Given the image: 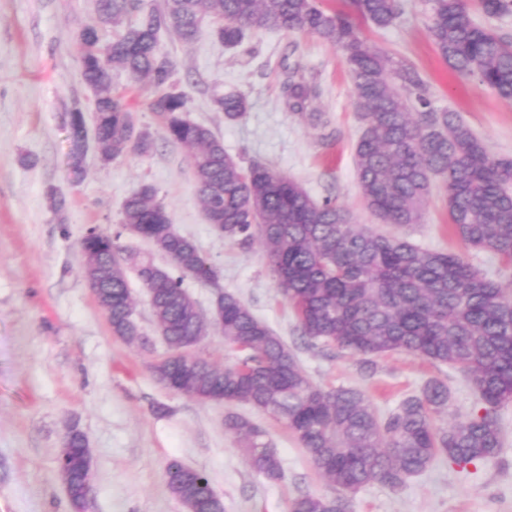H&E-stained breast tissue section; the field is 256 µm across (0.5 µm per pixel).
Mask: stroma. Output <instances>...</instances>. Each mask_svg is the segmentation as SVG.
I'll return each mask as SVG.
<instances>
[{"label":"stroma","mask_w":512,"mask_h":512,"mask_svg":"<svg viewBox=\"0 0 512 512\" xmlns=\"http://www.w3.org/2000/svg\"><path fill=\"white\" fill-rule=\"evenodd\" d=\"M403 6L388 28L358 23L360 37L415 66L435 108L460 113L491 155L512 159V102L440 57L428 37L426 0H403ZM95 22V0H0V512H70L58 458L72 427L85 435L95 471L87 512H186L167 486L173 458L207 476L224 512H289L300 495L336 493L281 422L243 404L202 403L158 382L151 366L168 345L136 275L128 283L140 337L130 343L113 335L78 241L91 226L118 230L124 199L143 184L155 188L174 230L194 240L219 272L214 286L191 276L183 282L206 319H214L219 293L235 294L294 351L313 384L365 392L380 417L432 379L450 391L447 409L433 417L436 427L477 412L473 384L450 366L405 354L371 361L304 344L261 242H229L207 223L189 150L164 142L146 92L125 75L114 77L112 90L151 133L153 151L105 163L89 145L84 176L71 181L69 114L91 113L94 101L81 78L78 35ZM160 48L189 97V119L210 128L242 165L269 164L315 200H336L357 224L461 253L487 278L512 284L511 269L490 252L465 246L449 228L438 197L429 199L420 223L407 226L377 224L364 208L354 163L360 125L340 47L311 34L273 31L228 49L205 27L189 45L162 33ZM291 67L319 84L321 94L308 109L325 114L326 130L282 103L278 87ZM230 91L250 104L234 122L213 104ZM53 188L65 199L63 210L51 205ZM232 413L266 431L281 461L278 478L249 466L224 425ZM496 417L502 431L496 458L462 470L439 457L400 488L362 487L349 495L346 512H512V403Z\"/></svg>","instance_id":"obj_1"}]
</instances>
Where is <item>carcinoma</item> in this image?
<instances>
[{
	"label": "carcinoma",
	"instance_id": "1",
	"mask_svg": "<svg viewBox=\"0 0 512 512\" xmlns=\"http://www.w3.org/2000/svg\"><path fill=\"white\" fill-rule=\"evenodd\" d=\"M358 18L378 29L403 13L402 0H352ZM428 35L452 69L512 101V40L471 18L467 0H428ZM488 17L512 14V0H477ZM99 25L79 35L81 75L95 93L92 125L100 159L147 155L151 135L131 108L111 92L121 71L148 92L149 108L173 147L190 155L195 189L207 222L230 242L262 241L273 275L292 307L303 336L365 356L405 353L448 365L473 383L483 413L438 429L432 416L448 407V386L430 380L421 393L379 417L358 390L315 386L291 349L234 294L224 293L220 330L239 353L233 366L218 368L184 350L208 330V322L182 288L186 274L205 283L217 271L196 243L177 234L153 186L126 199L120 230L88 228L79 241L84 271L108 316L112 333L140 336L126 269L134 270L171 353L152 366L168 389L203 403L245 404L282 422L316 471L344 494L371 483L392 488L424 472L439 455L462 468L494 457L502 446L493 412L512 402V290L482 276L460 254L423 249L402 237L354 224L331 199L317 201L295 180L255 161L243 167L204 126L186 117L188 97L175 79L174 63L161 52L159 34L196 41L209 18L212 36L229 48L249 35L277 31L314 34L339 46L361 122L355 167L364 207L383 224L421 221L437 190L449 225L470 247L486 250L512 268V160L491 156L458 113L431 105L420 73L367 45L344 12L320 0H97ZM112 28L104 43L99 31ZM288 109L313 126L309 112L319 87L300 70H288L279 86ZM228 121L248 111L246 97L230 92L213 99ZM73 139L70 175L82 173L86 117L70 113ZM150 242L171 268L128 248L124 233ZM226 428L243 444L251 467L274 479L280 459L265 431L230 415ZM60 474L73 512L87 507L86 468L91 458L84 436L71 429ZM171 493L192 512H224L207 477L171 460ZM342 497L307 494L290 512H343Z\"/></svg>",
	"mask_w": 512,
	"mask_h": 512
}]
</instances>
